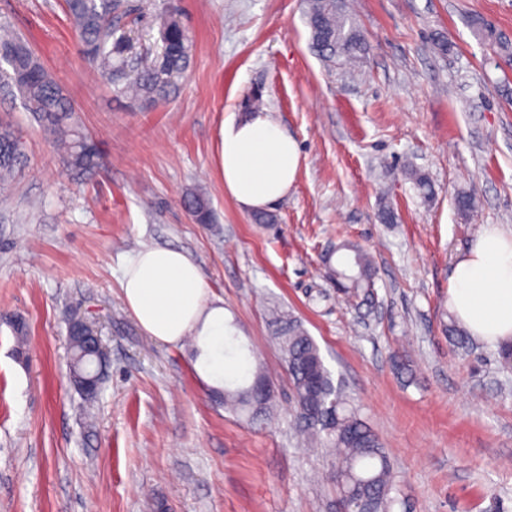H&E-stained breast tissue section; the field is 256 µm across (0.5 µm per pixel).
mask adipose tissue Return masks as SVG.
I'll return each instance as SVG.
<instances>
[{
	"label": "adipose tissue",
	"instance_id": "obj_1",
	"mask_svg": "<svg viewBox=\"0 0 512 512\" xmlns=\"http://www.w3.org/2000/svg\"><path fill=\"white\" fill-rule=\"evenodd\" d=\"M217 166L224 192L245 211H261L287 196L301 164L297 141L263 112L224 120ZM122 296L141 329L175 344L201 336L206 370L224 373V303L210 299L198 265L183 251L147 247L125 265ZM448 306L470 335L512 342V232L486 225L450 273Z\"/></svg>",
	"mask_w": 512,
	"mask_h": 512
}]
</instances>
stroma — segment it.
I'll return each instance as SVG.
<instances>
[{"label":"stroma","mask_w":512,"mask_h":512,"mask_svg":"<svg viewBox=\"0 0 512 512\" xmlns=\"http://www.w3.org/2000/svg\"><path fill=\"white\" fill-rule=\"evenodd\" d=\"M168 2L123 0L136 46L158 44L151 20ZM176 2L192 65L167 102L146 105L93 75L64 0H0V24L39 56L101 162L72 169L20 96L0 95L24 153L0 195V512H340L331 450L296 430L273 310L303 323L378 435L394 512H512V372L494 344L445 331L456 257L486 225L512 228V59L484 36L512 40V0H346L370 43L351 71L311 50L303 0ZM438 33L447 53L432 47ZM257 101L302 154L271 224L238 209L216 164L225 117ZM194 189L211 223L185 206ZM461 191L475 217L456 209ZM386 205L398 223H380ZM345 238L375 259L372 308L347 304L326 276L322 257ZM152 246L186 252L223 300L224 377L245 364L273 378L266 423L215 404L202 356L138 325L120 280ZM75 311L109 356L89 404L68 379Z\"/></svg>","instance_id":"obj_1"}]
</instances>
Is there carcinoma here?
<instances>
[{
    "mask_svg": "<svg viewBox=\"0 0 512 512\" xmlns=\"http://www.w3.org/2000/svg\"><path fill=\"white\" fill-rule=\"evenodd\" d=\"M306 3L311 46L322 60L333 66L348 65L366 52L365 37L347 13L344 0ZM65 7L88 64L114 87L115 93L155 104L176 92L192 61V41L177 10L169 9L156 17L161 46L153 52H136L131 33L118 25L119 0H65ZM485 37L502 55L512 56V41L506 36L490 28ZM0 91L20 94L25 109L55 134L56 143L65 149L71 166L83 172L97 167V150L79 133L66 95L18 34L0 36ZM22 155L15 131L0 123L1 192L9 190ZM409 178L423 198L433 195V186L424 172L412 169ZM185 203L197 223H210L211 210L203 194L190 192ZM341 250L352 253L350 272L332 265L333 253ZM325 264L336 292L347 302L372 298L376 267L362 247L341 242L326 254ZM272 323L303 430L310 438L336 449L334 479L341 512H393L397 498L392 496L390 461L377 435L348 406L317 343L301 321L275 312ZM70 350L71 375L91 377L89 351L77 341L72 342ZM222 397L224 405L250 421L271 418L274 394L259 395L254 382L234 389L226 386Z\"/></svg>",
    "mask_w": 512,
    "mask_h": 512,
    "instance_id": "carcinoma-1",
    "label": "carcinoma"
}]
</instances>
